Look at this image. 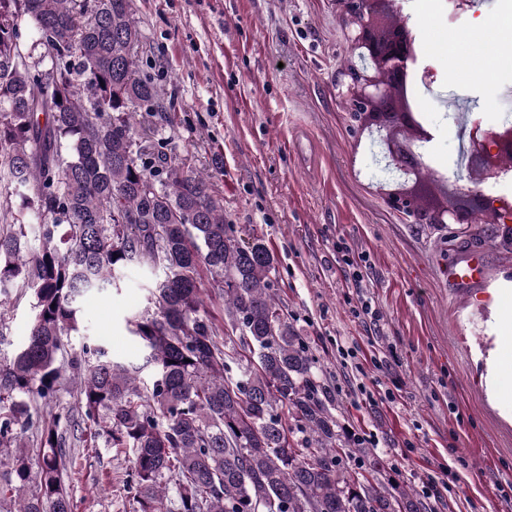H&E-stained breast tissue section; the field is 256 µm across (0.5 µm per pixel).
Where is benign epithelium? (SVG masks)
<instances>
[{"mask_svg":"<svg viewBox=\"0 0 512 512\" xmlns=\"http://www.w3.org/2000/svg\"><path fill=\"white\" fill-rule=\"evenodd\" d=\"M348 23L354 27L352 41L358 56L367 60L363 69L349 68L345 99L351 115L359 121L376 146L392 176L376 183L388 204L417 224H452L454 234L469 233L470 225L484 213L495 223H512V205L494 200L482 191L467 189L449 196L438 206L428 204L435 189L420 182L422 149L430 133L418 125L396 90L417 62L415 38L407 22L390 24L396 0H341ZM512 157V126L487 129L474 122L468 143V162L482 181L496 179L504 161Z\"/></svg>","mask_w":512,"mask_h":512,"instance_id":"1","label":"benign epithelium"}]
</instances>
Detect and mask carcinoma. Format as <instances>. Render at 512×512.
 <instances>
[{"label":"carcinoma","mask_w":512,"mask_h":512,"mask_svg":"<svg viewBox=\"0 0 512 512\" xmlns=\"http://www.w3.org/2000/svg\"><path fill=\"white\" fill-rule=\"evenodd\" d=\"M140 40L132 0H0V307L14 288L33 296L27 336L0 360V506L74 512L85 423L131 451L112 492L132 495L133 512H421L342 440L265 241L241 238L211 175L169 155L167 139L143 144L139 113L167 108L140 75ZM130 265L158 273L127 321L142 363L87 344L64 359L79 298L118 286ZM206 280L224 299L222 328ZM66 374L74 407L42 414ZM355 457L370 476L346 470Z\"/></svg>","instance_id":"cac0c4a2"}]
</instances>
